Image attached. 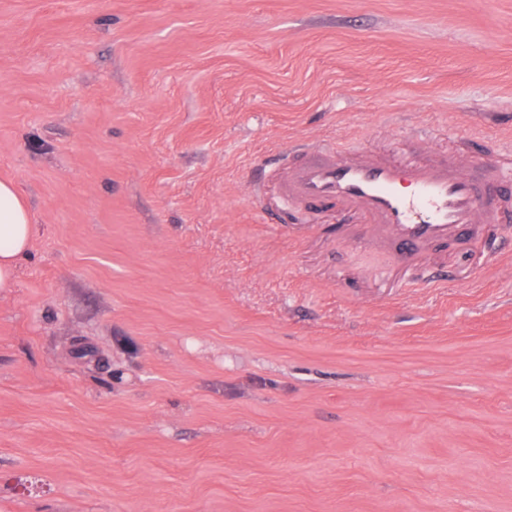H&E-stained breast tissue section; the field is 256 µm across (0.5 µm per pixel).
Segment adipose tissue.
<instances>
[{
	"label": "adipose tissue",
	"instance_id": "adipose-tissue-1",
	"mask_svg": "<svg viewBox=\"0 0 512 512\" xmlns=\"http://www.w3.org/2000/svg\"><path fill=\"white\" fill-rule=\"evenodd\" d=\"M33 214L16 183L0 180V289L15 285L19 262L32 249Z\"/></svg>",
	"mask_w": 512,
	"mask_h": 512
}]
</instances>
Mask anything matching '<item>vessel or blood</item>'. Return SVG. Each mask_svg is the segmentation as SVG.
<instances>
[{
  "instance_id": "vessel-or-blood-1",
  "label": "vessel or blood",
  "mask_w": 512,
  "mask_h": 512,
  "mask_svg": "<svg viewBox=\"0 0 512 512\" xmlns=\"http://www.w3.org/2000/svg\"><path fill=\"white\" fill-rule=\"evenodd\" d=\"M294 152L299 162L280 177L287 204H333L361 215L367 237L407 262L461 238H478L481 226L499 217L491 196L512 183V169L481 158H439L430 150L410 161L360 148L323 154L299 144Z\"/></svg>"
}]
</instances>
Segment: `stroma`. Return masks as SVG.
I'll return each mask as SVG.
<instances>
[{"instance_id": "obj_1", "label": "stroma", "mask_w": 512, "mask_h": 512, "mask_svg": "<svg viewBox=\"0 0 512 512\" xmlns=\"http://www.w3.org/2000/svg\"><path fill=\"white\" fill-rule=\"evenodd\" d=\"M512 152V0H0V512H512V223L427 286L251 172ZM33 214L16 183L0 180V290L13 288L19 262L32 249Z\"/></svg>"}]
</instances>
